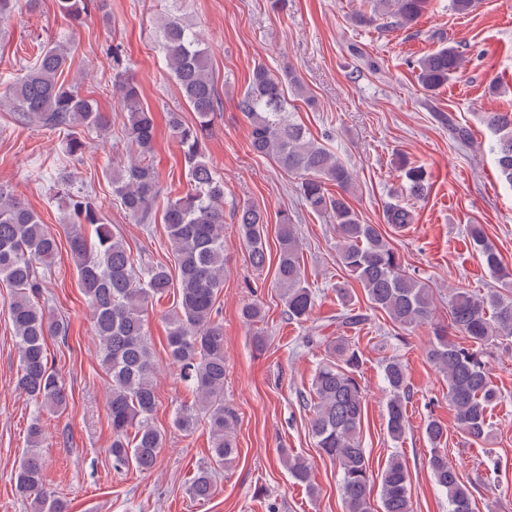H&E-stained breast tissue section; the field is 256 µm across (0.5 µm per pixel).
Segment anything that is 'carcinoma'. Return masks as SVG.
I'll use <instances>...</instances> for the list:
<instances>
[{"label": "carcinoma", "instance_id": "carcinoma-1", "mask_svg": "<svg viewBox=\"0 0 512 512\" xmlns=\"http://www.w3.org/2000/svg\"><path fill=\"white\" fill-rule=\"evenodd\" d=\"M90 0H58L60 12L81 24L90 16ZM370 11L355 14L354 21L370 27L379 20L387 28L416 24L431 0H370ZM167 64L180 92L195 114L187 123L178 112L167 113L170 135L187 167L188 191L167 201L163 221L176 274L163 264L137 268L130 250L105 223L102 204L91 195L62 188L69 215L68 245L78 288L92 311V330L98 337L101 365L108 377L107 410L112 427L109 453L115 468L134 466L152 470L158 461L163 436L152 418L157 407L155 363L145 328L149 303L177 290V304L168 315L170 365L181 382L195 393L193 404L176 409L174 424L192 433L205 422L211 437V459L199 467L190 492L199 500L214 494L215 466L234 462L237 453L236 414L224 406V327L216 320L215 304L224 287V180L205 159V140L215 116L217 90L210 76L208 49L200 33L171 14L161 24ZM114 62V87L126 112L123 138L131 147L128 159L112 160V191L125 212L143 224L152 215L160 195L153 165L155 120L143 105L133 78L123 70L120 52L110 49ZM69 59L67 46L45 44L36 62L12 84L0 99L26 122H37L50 131H69V153L81 152L84 142L77 131L106 134L108 118L96 101L82 94L79 84L61 80ZM463 58L451 46L427 54L417 62L418 80L427 91H436L462 67ZM301 95L303 88L290 69L276 76L263 64L256 65L248 84L237 99V110L250 125L249 150L270 157L288 173L301 176L300 194L316 214L334 218L336 248L341 264L366 295L370 307L383 311L404 330H413L431 320L429 288L406 272L397 251L375 224H364L352 209L349 196L352 174L327 147L309 136L288 109L284 86ZM484 122L495 142L499 178L512 186V111L487 112ZM410 193L424 191L422 166L399 159ZM239 235L250 265L257 271L267 263V213L245 203L235 211ZM386 222L405 230L414 222L411 209L393 205ZM277 262L274 284L286 307L288 320L303 323L310 318L314 293L302 271V251L292 219L282 212L278 218ZM91 226L95 238L86 235ZM470 242L483 265L494 275L508 272L498 250L488 241L479 224L469 225ZM58 251V240L38 215L21 199L0 188V280L6 282L12 339L19 354L18 388L41 408L62 411L69 392L62 377L49 363L46 343L51 336H64L68 324L53 319L40 305ZM342 304L338 325L351 328L364 320L355 310L348 284H336ZM464 342L448 338V330ZM512 338V296L498 290L476 295L458 292L449 310V329L435 328L427 358L448 383V402L455 411L458 429L473 442L490 438L488 414L501 399L492 383L486 360L488 346ZM307 346L324 347V358L316 368L310 397L312 435L316 446L336 464L345 512H410L409 473L399 457L388 461L374 485L360 431L365 396L358 380L362 364L357 349L342 336L334 340L306 336ZM382 374L390 396L386 403V429L394 441L403 439L409 427L407 416L408 376L402 362L383 360ZM432 446L428 466L436 486L448 495L449 512H473L470 488L448 455L439 450L447 438L443 424L430 419L423 429ZM29 449L16 470V491L32 499L33 512H66L65 503L44 483L45 461L41 451L43 428L34 419L28 430ZM281 462L295 482L315 492L312 469L299 455L284 450Z\"/></svg>", "mask_w": 512, "mask_h": 512}]
</instances>
